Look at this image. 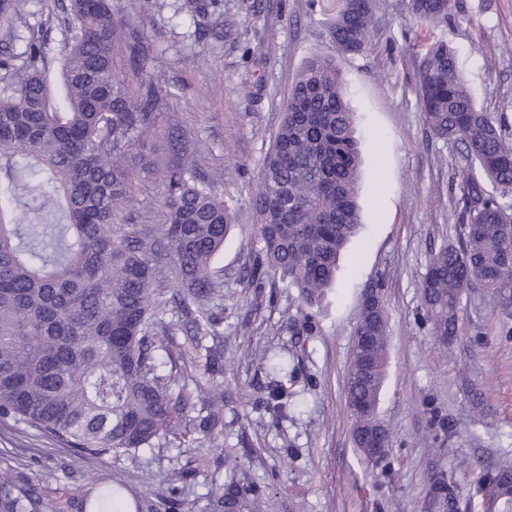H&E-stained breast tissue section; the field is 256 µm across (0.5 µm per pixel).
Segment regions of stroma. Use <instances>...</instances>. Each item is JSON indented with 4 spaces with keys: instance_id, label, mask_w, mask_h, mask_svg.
<instances>
[{
    "instance_id": "35a3bbf8",
    "label": "stroma",
    "mask_w": 512,
    "mask_h": 512,
    "mask_svg": "<svg viewBox=\"0 0 512 512\" xmlns=\"http://www.w3.org/2000/svg\"><path fill=\"white\" fill-rule=\"evenodd\" d=\"M183 0H112V18L136 20L167 104L160 145L170 137L216 181L236 216L216 265L224 271V433L173 437L133 454H77L51 435L0 417V469L24 471L54 503L96 478L123 483L142 512H206L233 472L266 485L265 512H423L430 477L471 474L466 463L512 457V318L472 289L463 331L441 350L418 318L419 287L432 254L462 234L465 164L460 145L437 139L414 92L422 50L444 40L476 104L512 139V0H453L448 22H411L406 0H378L369 47L337 53L329 38L336 0H214L185 20ZM314 55L332 57L348 94L363 158L362 227L339 261L335 285L313 309L311 333L294 323L297 289L274 281L262 293L237 279L248 262L257 175L295 76ZM381 288L390 354L380 412L392 433L387 480L361 462L344 392L365 291ZM268 347L291 356L293 398L285 417L255 408L270 376L254 358ZM459 431L434 441L431 411ZM236 460L237 469L221 465ZM170 480L176 505L158 502Z\"/></svg>"
}]
</instances>
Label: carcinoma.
I'll use <instances>...</instances> for the list:
<instances>
[{
	"label": "carcinoma",
	"mask_w": 512,
	"mask_h": 512,
	"mask_svg": "<svg viewBox=\"0 0 512 512\" xmlns=\"http://www.w3.org/2000/svg\"><path fill=\"white\" fill-rule=\"evenodd\" d=\"M23 0H0L10 25ZM451 0H408L417 24L448 21ZM374 0H336L329 34L343 54L371 42ZM45 19L28 26L22 45L0 53V417L26 422L57 440L98 455L151 448L221 425L224 383L212 377L187 391L164 370L159 342L169 311L187 317L185 339L166 351L208 369L224 362L217 342L224 317V276L212 263L233 216L214 181L196 165L163 160L159 138L164 95L142 72L137 26L112 19V0H42ZM63 39L46 49L45 24ZM58 74L61 103L49 93ZM415 91L438 139L463 146L467 164L463 234L429 262L420 285L419 317L443 346L459 335L470 288L491 290L512 310V142L478 108L455 51L430 45L420 58ZM361 156L353 115L332 59L311 57L291 83L283 119L258 174L252 199L256 233L240 282L255 292L279 278L299 292L303 329L309 309L335 282L337 261L357 233ZM161 188L162 223L117 224L136 186ZM361 308L344 386L353 439L368 462H387L392 436L378 415L390 351L389 319L378 288ZM210 336L214 342L204 344ZM281 381L256 405L288 409ZM200 406L199 423L187 422ZM383 448L372 454L369 444ZM465 487L445 472L430 478L425 512H512V460L473 467ZM263 491L231 479L213 494L209 512H261ZM0 512H129L123 486L95 482L54 506L21 471L0 473Z\"/></svg>",
	"instance_id": "1"
}]
</instances>
